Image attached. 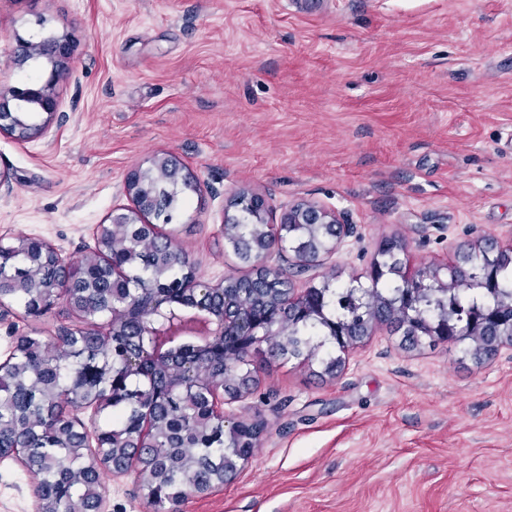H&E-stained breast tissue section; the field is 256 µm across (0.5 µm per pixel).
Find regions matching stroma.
<instances>
[{"instance_id": "stroma-1", "label": "stroma", "mask_w": 512, "mask_h": 512, "mask_svg": "<svg viewBox=\"0 0 512 512\" xmlns=\"http://www.w3.org/2000/svg\"><path fill=\"white\" fill-rule=\"evenodd\" d=\"M68 33L62 116L33 143L0 135L2 245L82 259L127 172L171 152L198 182L175 242L206 281L249 272L222 224L243 190L273 219L309 200L355 226L298 288L370 287L390 238L415 266L489 235L512 247V0H0V83L48 71L21 41ZM86 325L62 301L36 320L5 303L0 362L16 337ZM251 360L257 387L224 413L261 423L254 453L179 512H512V352L412 347L388 323L344 352ZM37 481L1 458L0 512H39ZM105 494L151 512L135 477Z\"/></svg>"}]
</instances>
